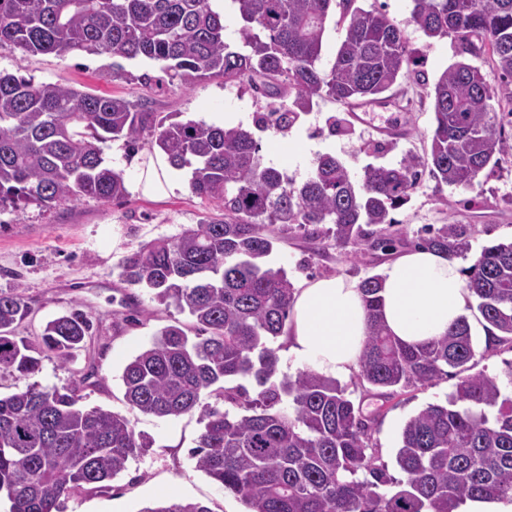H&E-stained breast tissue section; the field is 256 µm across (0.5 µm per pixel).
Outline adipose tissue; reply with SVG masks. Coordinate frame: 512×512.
Returning a JSON list of instances; mask_svg holds the SVG:
<instances>
[{"mask_svg":"<svg viewBox=\"0 0 512 512\" xmlns=\"http://www.w3.org/2000/svg\"><path fill=\"white\" fill-rule=\"evenodd\" d=\"M163 155L142 163L137 189L165 196L181 189ZM381 317L388 331L407 344H423L444 335L467 317L473 297L455 259L413 249L383 266ZM369 333L360 283L331 276L305 283L294 294L285 354L295 367L338 380L359 364Z\"/></svg>","mask_w":512,"mask_h":512,"instance_id":"obj_1","label":"adipose tissue"}]
</instances>
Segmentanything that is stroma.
<instances>
[{"label":"stroma","instance_id":"obj_1","mask_svg":"<svg viewBox=\"0 0 512 512\" xmlns=\"http://www.w3.org/2000/svg\"><path fill=\"white\" fill-rule=\"evenodd\" d=\"M365 10L382 9L404 28L416 60L413 72L398 81L386 94L388 110L375 112L370 122L353 121L344 106L325 99L301 114L291 142L300 153L277 158L270 153L276 135H261L265 165L283 171L300 182L312 173L316 159L324 153L341 158L353 178H360L366 164H397L404 156L428 151L433 127L432 98L440 74L461 61V47L454 37L430 38L412 22V0H356ZM114 58L109 54L74 52L60 58L53 54H25L11 46L0 47V71L20 74L34 82L59 83L99 95L136 101L150 96L156 111L175 113L181 120H202L222 125L225 113L240 115V125L253 127L264 100L254 98L243 87L224 84L218 78L190 85L173 84L152 95L148 78L160 77L157 64L123 61L124 78L112 75ZM387 123L406 127L403 138L381 137L378 128ZM506 152L492 174L479 176L467 188L437 184L424 178L410 201L394 211L403 241L392 251H370L353 258L349 249L325 239L314 243L302 230L285 234L270 257L273 266L284 268L294 286L330 275L355 279L380 274L395 253L413 249L424 229L454 219L471 225L469 257L483 247L512 240V124L505 128ZM157 151L155 144L142 141L138 149L125 150L121 142L107 143L104 157L124 174L128 196L120 201L84 197L67 200L51 209L36 205L20 211H0V289L22 285L31 312L18 329V336L37 340L47 321L81 305L93 320L94 330L86 348L67 363L43 360L33 377L0 372V395L8 396L30 383L52 388L82 382L83 404L101 407L125 416L136 433L151 438L152 446L141 456L129 459L126 469L109 486L86 490L62 500L61 512H141L142 508L167 500L166 489L178 486L179 502H198L210 512H243L242 503L224 492L209 476L198 470L189 451L196 447L202 426L197 415L176 419L158 418L132 409L124 398L121 375L126 363L144 347L161 327L188 323L176 305L161 306L148 289L122 281L121 261L141 244L178 236L205 220L221 217L219 204L184 189L156 199L136 191L137 165ZM138 320L126 322L130 311ZM456 378L436 385L408 389L393 398L378 390H365L357 376L345 379L354 402L364 414L377 415L379 424L371 441L378 448L391 476H399L395 453L405 421L430 403H440L452 392Z\"/></svg>","mask_w":512,"mask_h":512}]
</instances>
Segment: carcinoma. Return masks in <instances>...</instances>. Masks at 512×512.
I'll return each mask as SVG.
<instances>
[{"mask_svg":"<svg viewBox=\"0 0 512 512\" xmlns=\"http://www.w3.org/2000/svg\"><path fill=\"white\" fill-rule=\"evenodd\" d=\"M243 22L242 46L224 39V12L212 0H0V46L28 54L74 51L160 64L161 90L179 81L220 78L254 96L286 99L255 121L286 136L314 99L347 104L377 99L410 72L404 29L387 13L342 0L346 35L331 68L318 67L336 0H231ZM412 21L429 38L452 36L462 53L487 55L512 83V0H413ZM477 67L457 62L438 78L427 157L368 165L351 179L335 155H320L297 184L266 166L254 129L175 121L138 103L59 83L36 84L0 71V210L67 199L120 200L123 172L107 166L102 145L135 148L149 138L175 169H191L190 188L224 217L127 254L121 278L174 302L191 325L160 328L121 375L127 402L160 418L198 414L196 467L233 494L245 512H457L469 499L512 500V391L473 373L468 320L425 345L391 336L380 317L381 278L360 282L370 331L359 361L362 382L392 398L453 375L455 390L404 424L388 474L370 445L366 417L339 381L304 370L277 377L268 341L289 318L295 288L267 258L281 240L270 226L295 224L313 237L352 248L389 250L401 242L392 211L427 174L439 185L470 186L504 154V116ZM472 228L457 221L428 228L418 246L466 256ZM484 324L483 354L512 345V242L482 248L464 269ZM31 311L21 288L0 292V372L34 375L42 361L70 360L91 336L80 308L48 321L33 343L16 335ZM195 332L190 338L188 332ZM247 379L254 391L233 381ZM239 409L203 402L208 390ZM79 383H35L0 397V493L9 512H59L60 499L114 479L150 447L130 421L87 408ZM140 512H211L172 503Z\"/></svg>","mask_w":512,"mask_h":512,"instance_id":"1","label":"carcinoma"}]
</instances>
